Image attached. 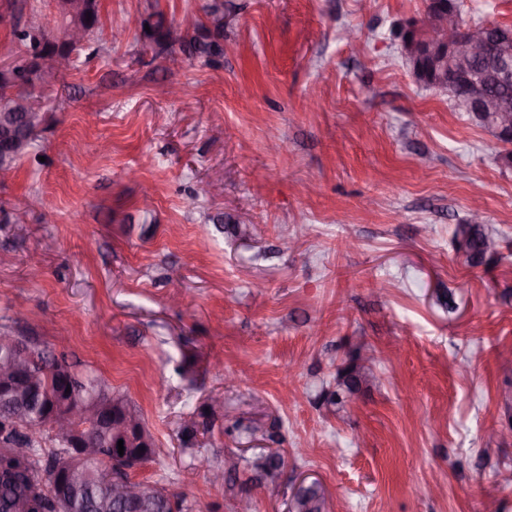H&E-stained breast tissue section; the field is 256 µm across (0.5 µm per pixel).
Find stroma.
Returning a JSON list of instances; mask_svg holds the SVG:
<instances>
[{
	"label": "stroma",
	"mask_w": 512,
	"mask_h": 512,
	"mask_svg": "<svg viewBox=\"0 0 512 512\" xmlns=\"http://www.w3.org/2000/svg\"><path fill=\"white\" fill-rule=\"evenodd\" d=\"M205 2L99 0V52L39 91L48 123L0 172V324L25 313L21 331L127 396L158 445L133 478L195 512H287L308 474L330 512H512V168L412 76L398 34L425 0H224L209 63L112 40ZM457 3L461 23L512 24V0ZM477 187L501 247L471 266L452 231ZM359 343L380 382L333 412ZM260 454L283 458L278 483L243 469L220 488L198 465Z\"/></svg>",
	"instance_id": "1"
}]
</instances>
